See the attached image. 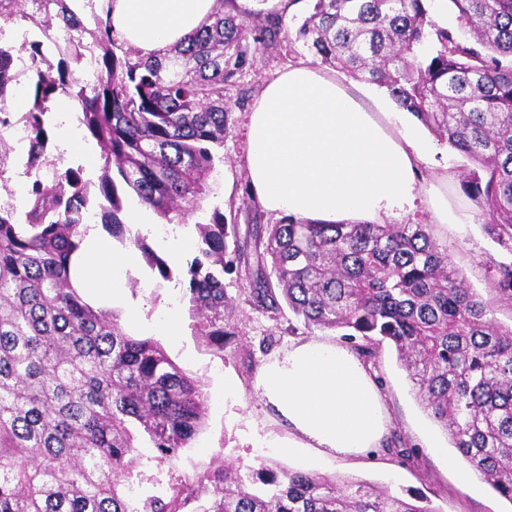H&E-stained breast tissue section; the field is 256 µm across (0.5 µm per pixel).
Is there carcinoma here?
Instances as JSON below:
<instances>
[{
    "label": "carcinoma",
    "mask_w": 512,
    "mask_h": 512,
    "mask_svg": "<svg viewBox=\"0 0 512 512\" xmlns=\"http://www.w3.org/2000/svg\"><path fill=\"white\" fill-rule=\"evenodd\" d=\"M81 2L90 14L74 0H0V20L25 22L27 35L18 47L0 42V123L20 79L33 90L18 117L28 131L23 205L0 203V512H185L192 501L193 512H432L362 480L265 465H220L198 476L197 495L176 483L132 507L124 488L140 449L176 459L205 428L207 397L158 342L94 307L74 269L94 195L108 203L103 228L172 279L167 260L121 221L122 196L168 224L202 209L212 148L230 129L225 93L254 52L286 56L297 44L319 65L386 89L476 165L463 189L512 251V0H449L456 25L447 28L432 21L429 0H314L293 40L281 38L283 15L243 16L235 0H215L199 29L149 57L119 39L94 0ZM59 96L101 148L95 185L48 159ZM13 153L0 130L10 196ZM197 229L185 297L195 335L215 353L237 336L226 273L256 307L279 312L285 300L290 334L340 329L362 340L366 361L391 342L424 410L512 503V325L468 288L429 225L288 216L242 237L216 210ZM493 268L491 290L512 301V263Z\"/></svg>",
    "instance_id": "cac0c4a2"
}]
</instances>
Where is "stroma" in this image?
Segmentation results:
<instances>
[{"label":"stroma","instance_id":"obj_1","mask_svg":"<svg viewBox=\"0 0 512 512\" xmlns=\"http://www.w3.org/2000/svg\"><path fill=\"white\" fill-rule=\"evenodd\" d=\"M307 52L280 58L258 51L252 56L250 67L241 75L226 100L232 109V129L218 147V162L211 179V193L202 210L187 220L188 226L208 222L213 211L235 216L240 230L254 224H275L279 215L264 210L249 198V179L246 156L249 149L248 114L260 93L264 80L273 78L289 66L311 62ZM76 130L88 147L95 140L80 127L76 110L62 113L52 111L48 131L47 154L59 168H83L92 176L100 169L99 162L89 161L83 154L63 155L62 138L68 130ZM471 163L446 144L433 142L432 151L421 167L423 184H431L436 172L449 171L453 178L448 183V210L457 216L454 224L432 223L426 205L406 217L407 222L429 224L430 233L452 255L453 265L468 284L482 297H489L493 278L492 265L512 262L507 251L490 236L479 207L463 191L462 178ZM193 253L171 260L173 276L163 280L146 263L131 269V277L140 280L137 292H125L122 300L103 302L105 310L126 316L129 309L142 311V325H128L129 333L149 337L159 342L172 360L186 373L198 379L207 395L209 413L207 426L192 447L183 449L172 462L142 458L134 477L125 488L131 501H139L171 484L184 479L196 480L211 462L236 466L266 465L271 469L282 467L310 470L325 475L360 479L389 489L402 497L420 495L427 498L435 512H512V503L494 493L482 481L472 486L459 485L456 474L467 464L451 446L445 431L431 419L417 401L406 371L400 365L391 345H382L369 367L383 396L389 422L385 439L401 440L403 447L420 456L418 466L403 462L386 446L366 455L321 459L312 453L298 458L281 456L275 442L287 440V425L266 403L255 387V378L270 353L286 350L294 342V335L285 331L287 314H275L255 308L248 302L242 284L235 276L224 278V288L235 303L236 340L223 355H215L194 336L189 304L185 296L188 286V267ZM176 309L181 316L180 334L170 338L160 333L156 324L167 309ZM274 337L271 349H264L262 341ZM448 451L447 458L433 455L430 444Z\"/></svg>","mask_w":512,"mask_h":512}]
</instances>
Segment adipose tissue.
<instances>
[{
	"label": "adipose tissue",
	"instance_id": "1",
	"mask_svg": "<svg viewBox=\"0 0 512 512\" xmlns=\"http://www.w3.org/2000/svg\"><path fill=\"white\" fill-rule=\"evenodd\" d=\"M214 0H112L111 23L143 56L197 30ZM248 177L267 211L336 223L375 222L411 211L419 192L424 149L401 113L381 112L335 73L299 64L266 80L248 115ZM139 255H114L89 233L81 279L101 280L112 266H136ZM261 396L291 432L280 451L325 458L377 447L388 417L365 365L344 346L324 340L291 344L261 367Z\"/></svg>",
	"mask_w": 512,
	"mask_h": 512
}]
</instances>
